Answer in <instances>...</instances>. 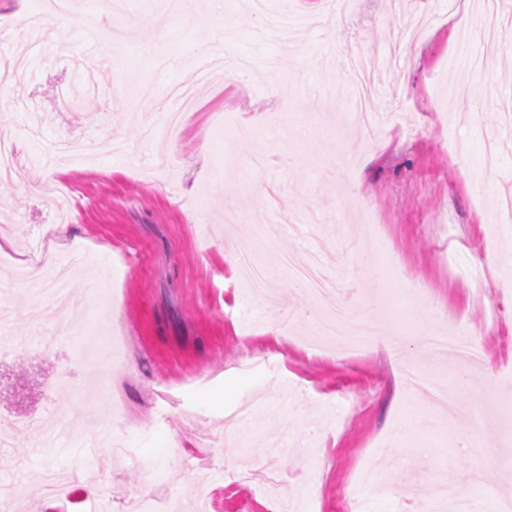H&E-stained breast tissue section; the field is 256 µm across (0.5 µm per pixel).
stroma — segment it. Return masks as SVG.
I'll list each match as a JSON object with an SVG mask.
<instances>
[{
	"mask_svg": "<svg viewBox=\"0 0 512 512\" xmlns=\"http://www.w3.org/2000/svg\"><path fill=\"white\" fill-rule=\"evenodd\" d=\"M126 15L79 27L97 0H70L31 51L0 0V139L14 141L23 179L0 181V320L14 341L0 357V484L12 512H85L89 494L110 512L149 496L159 512H424L436 483L449 500L493 506L512 485V237L501 201L512 188V0H498L487 42L479 0L461 41L444 0H268L314 18L306 39L264 30L253 0H125ZM430 21L402 68L373 76L367 103L382 113L377 138L337 124L323 102L349 53L395 49L421 12ZM150 15L152 24L137 22ZM249 61L248 95L216 72L210 93L176 136L160 140L167 92L190 85L214 46ZM207 154H200V145ZM363 178L388 246L429 289L427 304L385 287L381 254L364 234L352 186ZM39 191H32V183ZM64 224L77 282L66 306L10 280L44 228ZM494 255L488 301L473 302L459 274L465 250ZM249 252L266 269L254 292L238 266ZM318 255L341 295L406 339L402 364L455 387V418L393 385L385 349L333 355L309 341L321 309L284 286L280 259ZM461 316L486 349L461 371L430 360L423 339ZM207 374L197 382V374ZM76 445L54 441L58 427ZM498 452L497 464L480 457ZM72 475L62 503L37 494L46 470Z\"/></svg>",
	"mask_w": 512,
	"mask_h": 512,
	"instance_id": "stroma-1",
	"label": "stroma"
}]
</instances>
